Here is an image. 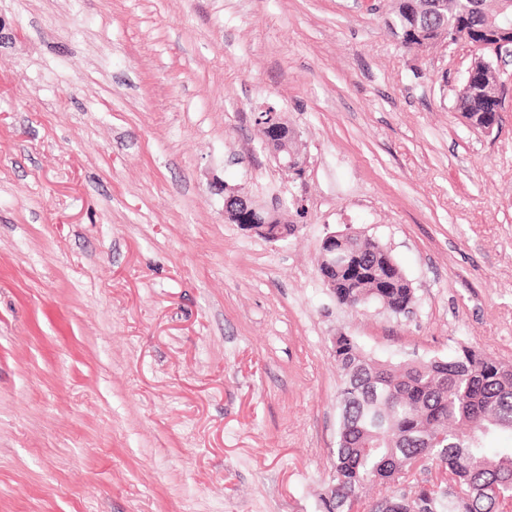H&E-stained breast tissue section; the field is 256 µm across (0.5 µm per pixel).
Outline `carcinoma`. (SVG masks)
Returning <instances> with one entry per match:
<instances>
[{
  "mask_svg": "<svg viewBox=\"0 0 512 512\" xmlns=\"http://www.w3.org/2000/svg\"><path fill=\"white\" fill-rule=\"evenodd\" d=\"M461 0H419L417 27L435 38L461 19ZM479 22L497 24L499 0H477ZM478 92L457 96L461 114L493 112L502 90L486 53L476 59ZM351 265L336 267V301L410 312L414 291L392 252L374 238L345 242ZM341 385L339 427L325 488L327 512H512V444L485 442L512 433V367L463 348L446 358L393 364L369 356L347 336L334 348ZM429 485L393 491L415 473Z\"/></svg>",
  "mask_w": 512,
  "mask_h": 512,
  "instance_id": "1",
  "label": "carcinoma"
}]
</instances>
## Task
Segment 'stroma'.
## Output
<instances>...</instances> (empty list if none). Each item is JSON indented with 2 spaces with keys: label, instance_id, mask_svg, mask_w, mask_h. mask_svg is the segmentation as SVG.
I'll return each mask as SVG.
<instances>
[{
  "label": "stroma",
  "instance_id": "obj_1",
  "mask_svg": "<svg viewBox=\"0 0 512 512\" xmlns=\"http://www.w3.org/2000/svg\"><path fill=\"white\" fill-rule=\"evenodd\" d=\"M389 0H0V512H326L335 336L512 364V56L492 134ZM284 117L300 169L255 119ZM279 207L269 242L221 185ZM384 244L412 314L339 305ZM224 192V219L238 224L243 230L258 235L267 241H281L294 232V226L286 229L284 223L270 220L261 208L238 190L222 186ZM344 240L351 256L348 267L336 266V262L347 264L345 255L336 254V241ZM321 257L320 275L326 287L336 293L339 304L353 309L380 305L395 314L410 312L414 304L412 285L392 252L378 240L350 231L333 232L323 239ZM353 265L360 268V274L354 272Z\"/></svg>",
  "mask_w": 512,
  "mask_h": 512
}]
</instances>
